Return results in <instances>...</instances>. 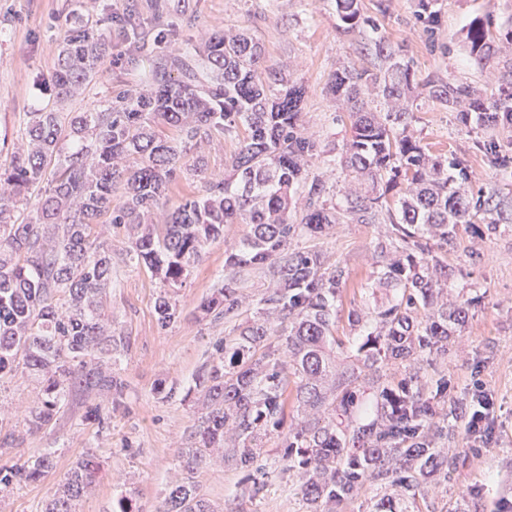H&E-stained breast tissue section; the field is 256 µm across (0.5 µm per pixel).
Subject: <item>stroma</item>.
Returning <instances> with one entry per match:
<instances>
[{
	"label": "stroma",
	"instance_id": "stroma-1",
	"mask_svg": "<svg viewBox=\"0 0 512 512\" xmlns=\"http://www.w3.org/2000/svg\"><path fill=\"white\" fill-rule=\"evenodd\" d=\"M361 8L374 27L346 33L335 0H0V161L9 158L21 137L24 113L51 101V72L66 21L76 12L105 29L109 51L83 94L59 104V111L91 110L118 91L138 87L142 71L159 62L152 48L157 30H167L168 49L177 53L197 46L213 30L244 29L262 45L266 66L285 69L305 86L303 124L324 150L310 172L324 175L336 203L343 201L351 177L341 167L328 171L323 159L344 153L350 121L339 118L327 86L339 68L382 67L371 52L376 36L401 49L416 80L464 82L492 100L512 95V47L505 39L512 31V0H432L439 18L434 34L420 17L417 0H361ZM487 15L495 20V52L480 66L466 33L474 18ZM133 54L139 57L135 69L126 64ZM410 103V132L425 151L467 165L469 179L459 191L502 203L497 230L462 224L448 243V298L469 299L471 306L466 321L450 332L447 356L432 358L419 371L429 390L438 378H447L449 396L462 405L474 382L485 384L495 402L496 440L476 447L466 434L465 417L449 418L447 448L459 454L460 463L447 476L427 482L424 503L429 512H512V127L462 120L418 87ZM386 221L381 215L370 224H336L318 238L300 236L291 243L292 250L312 249L326 265L344 267L348 278L336 303L339 335L350 333L351 304L372 306L386 298L384 289L366 286ZM246 231L243 224L225 225L223 239L208 247L177 288L179 318L163 329L154 311L160 281L126 263L125 227H100L101 239L112 244V284L103 308L114 334L127 341L114 365L126 383L124 396L110 412L109 427L100 430L84 419L94 394L73 390L56 421L32 433L25 416L38 401L37 386L21 375L1 386L0 464L31 461L49 450L56 469L40 483L0 493V512H44L57 484L88 451L100 458L103 469L78 512H115L123 497L138 512H159L170 483L186 475L180 452L189 447L192 427L205 410L195 377L233 329L223 319L200 318L196 307L223 286L225 245ZM160 382L172 389L171 398L157 394ZM279 453L277 440H269L263 458L267 488L255 499L248 493L245 470L234 461L216 456L189 475L213 512H309L296 473L276 465Z\"/></svg>",
	"mask_w": 512,
	"mask_h": 512
}]
</instances>
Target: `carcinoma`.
Instances as JSON below:
<instances>
[{
    "label": "carcinoma",
    "instance_id": "obj_1",
    "mask_svg": "<svg viewBox=\"0 0 512 512\" xmlns=\"http://www.w3.org/2000/svg\"><path fill=\"white\" fill-rule=\"evenodd\" d=\"M346 32L370 25L359 0H336ZM490 20L477 21L466 38L474 60L490 61ZM109 49L105 34L71 17L54 64L52 87L59 100L81 94ZM384 69L345 67L330 92L350 119L343 165L371 188L351 192L338 206L325 200V181L306 182L304 163L322 154L320 141L301 119L305 88L264 65L258 44L244 30L213 33L196 54L165 55L140 87L123 90L91 112L43 107L25 113L21 143L0 163V383L23 370L39 385L41 399L26 416L30 430L49 425L74 389L97 391L118 402L126 383L112 372V352L124 338L107 331L100 311L112 283V246L99 241L101 218L131 232L125 257L147 268L165 286L154 302L158 325L179 318L166 291L181 285L226 224L248 227L239 245L225 252L224 286L201 300L203 318L232 319L245 297L233 271L267 268L275 285L259 299L267 319L237 326L224 337L218 356L198 374L206 412L182 452L192 471L214 449L247 471L250 495L264 489L255 463L271 437L281 448L277 463L299 473L300 493L310 512H335L366 483L393 488L377 512H408L422 485L448 474L459 460L438 446L448 436V382L424 391L417 376L382 379L388 366L410 367L448 354V325L462 324L469 300L443 299L448 262L443 251L459 224L486 219L492 199L469 198L453 183L467 168L431 157L406 135L413 112L404 105L412 89L410 64L383 37L374 41ZM178 71L173 77L171 71ZM428 96L473 112L487 126L512 125V106L486 101L466 83L428 80ZM386 106L380 114L374 101ZM166 124L172 135L156 130ZM246 136L231 159V180L197 157L185 161L198 136ZM456 174H448V169ZM199 178L203 195L150 223L166 191L182 171ZM47 188H42V184ZM400 193V206L387 195ZM40 192L27 219L17 203ZM387 213V241L379 244L368 287L392 297L375 308L352 306L350 332L363 337L349 372L336 374L328 348L335 336L336 300L344 270L327 267L312 250L289 251L301 235L316 236L331 224H370ZM277 337L280 344L270 342ZM302 418L285 428L288 397ZM109 413L88 405L85 420L104 427ZM55 468L52 453L23 464L0 466V492L37 482ZM100 473L88 454L69 470L45 512H76ZM162 512H214L186 477L172 484Z\"/></svg>",
    "mask_w": 512,
    "mask_h": 512
}]
</instances>
